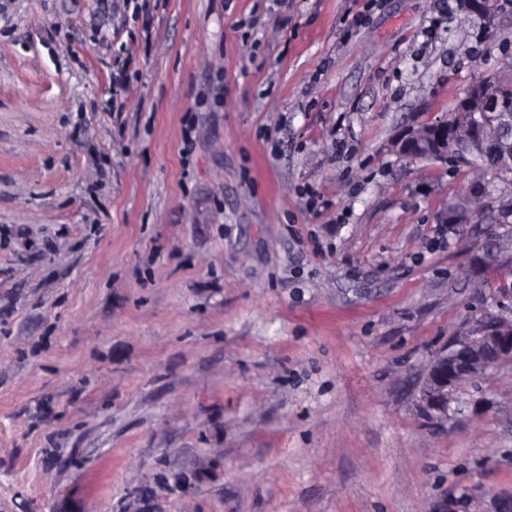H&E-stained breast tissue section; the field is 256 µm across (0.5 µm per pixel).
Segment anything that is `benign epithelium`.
<instances>
[{"label":"benign epithelium","instance_id":"benign-epithelium-1","mask_svg":"<svg viewBox=\"0 0 512 512\" xmlns=\"http://www.w3.org/2000/svg\"><path fill=\"white\" fill-rule=\"evenodd\" d=\"M467 11L479 18L492 17L491 0H465ZM462 133L448 136V123L421 131L407 130L394 143L408 157L445 158L459 152H491L497 170H512V72H498L475 84L452 118ZM512 361V324L482 314L470 320L431 362L420 400L426 412L448 420L457 384L475 378L503 361Z\"/></svg>","mask_w":512,"mask_h":512}]
</instances>
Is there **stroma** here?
Here are the masks:
<instances>
[{
  "label": "stroma",
  "mask_w": 512,
  "mask_h": 512,
  "mask_svg": "<svg viewBox=\"0 0 512 512\" xmlns=\"http://www.w3.org/2000/svg\"><path fill=\"white\" fill-rule=\"evenodd\" d=\"M498 5L0 0V512H512V362L420 408L512 320V175L393 148ZM506 360L512 361V324L486 314L473 318L431 362L420 394L423 408L447 421L457 384Z\"/></svg>",
  "instance_id": "obj_1"
}]
</instances>
